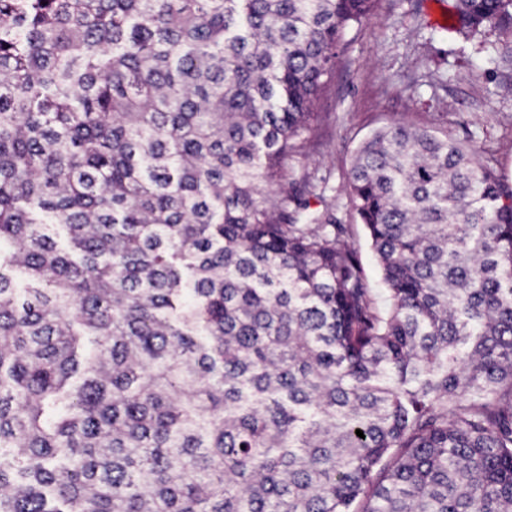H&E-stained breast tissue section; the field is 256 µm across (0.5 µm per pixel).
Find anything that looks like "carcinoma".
Masks as SVG:
<instances>
[{
    "label": "carcinoma",
    "instance_id": "obj_1",
    "mask_svg": "<svg viewBox=\"0 0 512 512\" xmlns=\"http://www.w3.org/2000/svg\"><path fill=\"white\" fill-rule=\"evenodd\" d=\"M375 2L0 0V512H512V186L365 139L383 309L288 182Z\"/></svg>",
    "mask_w": 512,
    "mask_h": 512
}]
</instances>
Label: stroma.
<instances>
[{
	"label": "stroma",
	"mask_w": 512,
	"mask_h": 512,
	"mask_svg": "<svg viewBox=\"0 0 512 512\" xmlns=\"http://www.w3.org/2000/svg\"><path fill=\"white\" fill-rule=\"evenodd\" d=\"M453 13V0H377L338 62L319 105L324 122L311 144L288 155L289 181L325 179L337 223L358 221L346 178L359 144L400 120L452 131L487 150L512 186V67L489 51L512 34L486 28L463 41L435 20Z\"/></svg>",
	"instance_id": "stroma-1"
}]
</instances>
